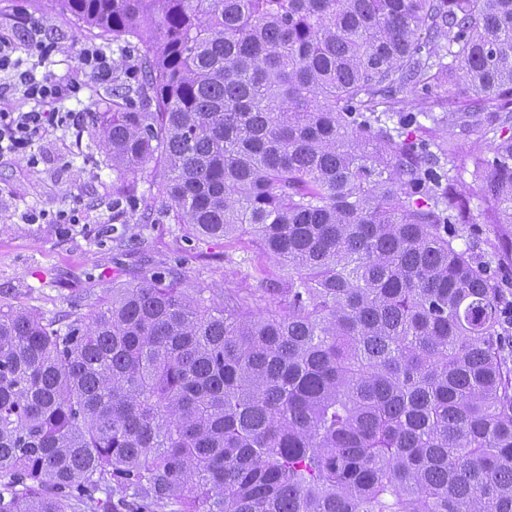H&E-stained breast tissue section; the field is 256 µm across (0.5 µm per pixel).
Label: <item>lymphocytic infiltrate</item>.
<instances>
[{
    "label": "lymphocytic infiltrate",
    "mask_w": 512,
    "mask_h": 512,
    "mask_svg": "<svg viewBox=\"0 0 512 512\" xmlns=\"http://www.w3.org/2000/svg\"><path fill=\"white\" fill-rule=\"evenodd\" d=\"M13 38L0 35V71L14 70L16 80L0 85V157L8 155L22 159L29 166H37L39 156L35 151L36 139L48 128L62 127L82 134L89 115L73 110H62L65 100L77 96L85 80L106 81L112 77V58L100 48L89 45L78 52V75L68 81L37 77L34 70L19 69L12 58ZM33 101L27 112L14 111L9 101L14 92Z\"/></svg>",
    "instance_id": "obj_1"
}]
</instances>
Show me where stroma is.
Segmentation results:
<instances>
[{"label": "stroma", "instance_id": "1", "mask_svg": "<svg viewBox=\"0 0 512 512\" xmlns=\"http://www.w3.org/2000/svg\"><path fill=\"white\" fill-rule=\"evenodd\" d=\"M31 12L42 16L47 34L61 47L44 68L50 76L71 73L84 44L112 46L111 39L75 21L55 0H0V31L21 35L22 22ZM400 98L397 111L382 113V121L395 129L400 112H411L425 134L455 145L460 167L454 188L467 197L471 220L467 237L456 245L463 249L478 240L479 255L494 262L498 238L487 222L491 204L470 158L476 146L491 155L490 141L479 128L444 120L443 104L448 100L444 90H434L427 98L421 90L409 89ZM35 149L41 159L34 168L11 157L0 158V305L30 307L47 317L58 315L89 291L131 281L146 259L155 264L182 259L189 280L218 295L256 287L261 270L271 280H287V268L251 237L197 238L177 224H154L147 230L138 224L125 225L126 235H146L147 246L137 253L116 255L112 248V169L93 126H86L78 139L63 130L47 131ZM74 195L86 204L83 223H27L30 213L57 212Z\"/></svg>", "mask_w": 512, "mask_h": 512}]
</instances>
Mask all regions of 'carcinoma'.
I'll use <instances>...</instances> for the list:
<instances>
[{"label": "carcinoma", "mask_w": 512, "mask_h": 512, "mask_svg": "<svg viewBox=\"0 0 512 512\" xmlns=\"http://www.w3.org/2000/svg\"><path fill=\"white\" fill-rule=\"evenodd\" d=\"M61 6L115 45L114 220L248 234L288 281L217 299L176 260L58 319L0 306V512H512V367L490 266L455 245V150L377 115L463 78L448 115L493 139L473 166L512 228V0Z\"/></svg>", "instance_id": "cac0c4a2"}]
</instances>
